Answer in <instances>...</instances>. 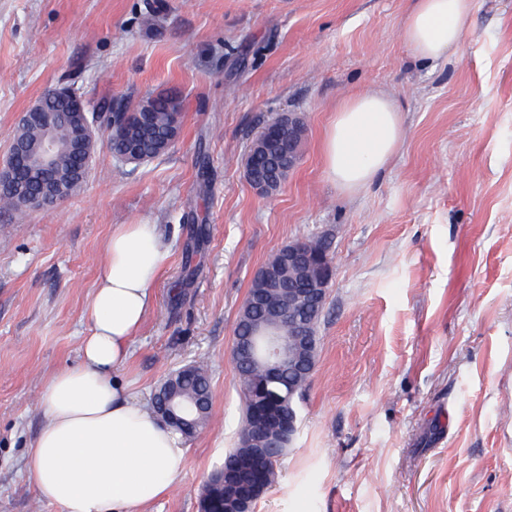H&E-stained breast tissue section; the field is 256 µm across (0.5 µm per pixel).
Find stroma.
<instances>
[{"label":"stroma","mask_w":512,"mask_h":512,"mask_svg":"<svg viewBox=\"0 0 512 512\" xmlns=\"http://www.w3.org/2000/svg\"><path fill=\"white\" fill-rule=\"evenodd\" d=\"M412 6L0 0V163L19 113L63 78L92 112L174 94L183 113L165 154L124 164L99 141L76 195L22 222L0 211V512H58L24 457L48 378L79 360L116 224L157 225L169 247L119 377L147 401L184 365L211 374L213 421L142 512H200L244 415L239 310L257 271L312 236L334 265L316 365L253 512H512V0H473L463 40L432 64L401 39ZM378 87L402 108V142L345 194L325 178L322 135L340 100ZM288 113L300 160L263 197L244 158Z\"/></svg>","instance_id":"1"}]
</instances>
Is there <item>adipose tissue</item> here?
<instances>
[{"label": "adipose tissue", "mask_w": 512, "mask_h": 512, "mask_svg": "<svg viewBox=\"0 0 512 512\" xmlns=\"http://www.w3.org/2000/svg\"><path fill=\"white\" fill-rule=\"evenodd\" d=\"M472 0H416L402 24L413 57L433 63L464 37ZM401 143L400 107L387 91L344 98L322 139L327 177L344 193L371 184ZM168 247L153 224H117L92 296L81 361L55 371L45 423L25 468L39 496L60 512H115L165 496L186 456L179 434L149 414L117 372L153 304L151 285Z\"/></svg>", "instance_id": "ef3b65f1"}]
</instances>
